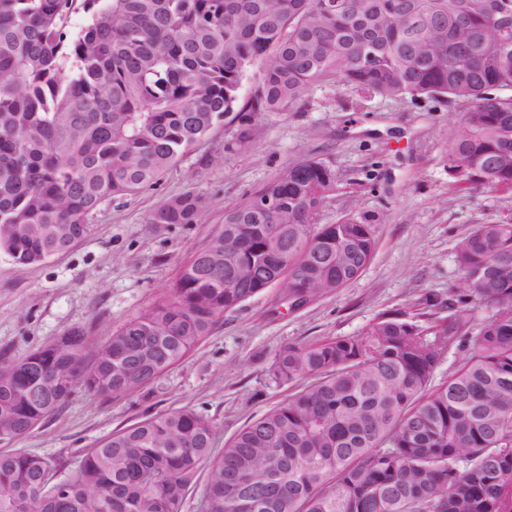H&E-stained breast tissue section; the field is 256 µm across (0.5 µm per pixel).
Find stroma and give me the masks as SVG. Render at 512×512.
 I'll use <instances>...</instances> for the list:
<instances>
[{
    "label": "stroma",
    "mask_w": 512,
    "mask_h": 512,
    "mask_svg": "<svg viewBox=\"0 0 512 512\" xmlns=\"http://www.w3.org/2000/svg\"><path fill=\"white\" fill-rule=\"evenodd\" d=\"M465 104L424 96L388 100L343 81L314 86L281 114L256 120L245 144L217 123L153 185L102 204L88 233L45 262L18 267L0 252V354L21 358L80 328L105 340L164 298L180 268L224 222L227 210L289 163L315 158L337 176L318 221L373 220L367 269L335 294L290 307L278 288L225 312L199 346L143 391L106 399L76 393L30 434L0 441L26 450L62 479L90 448L145 416L191 409L214 426V445L294 392L267 369L288 344L357 336L423 298L460 287L454 246L475 225L512 222V191L463 190L447 145ZM192 195L204 210L191 224L153 225L161 202Z\"/></svg>",
    "instance_id": "obj_1"
}]
</instances>
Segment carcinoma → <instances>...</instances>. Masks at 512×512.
I'll list each match as a JSON object with an SVG mask.
<instances>
[{"mask_svg": "<svg viewBox=\"0 0 512 512\" xmlns=\"http://www.w3.org/2000/svg\"><path fill=\"white\" fill-rule=\"evenodd\" d=\"M329 2L0 0V250L21 267L44 262L217 122L233 116L242 142L253 120L336 78L383 98L466 104L449 160L469 185L512 189V0H346L337 17ZM80 10L88 23L71 35ZM492 12L511 24L486 40ZM334 188L322 161L289 164L262 188L280 198L275 214L252 197L227 211L169 295L112 336L74 329L23 358L0 355V440L31 433L81 389L139 392L281 281L300 304L360 276L374 225L317 223ZM201 208L171 199L150 223L190 224ZM455 258L465 292L448 301L285 347L269 379L307 385L224 448L208 419L180 409L112 433L53 488H42L45 457L1 453L0 512H182L202 464L209 512H512V222L476 225ZM455 341L467 351L434 386Z\"/></svg>", "mask_w": 512, "mask_h": 512, "instance_id": "carcinoma-1", "label": "carcinoma"}]
</instances>
